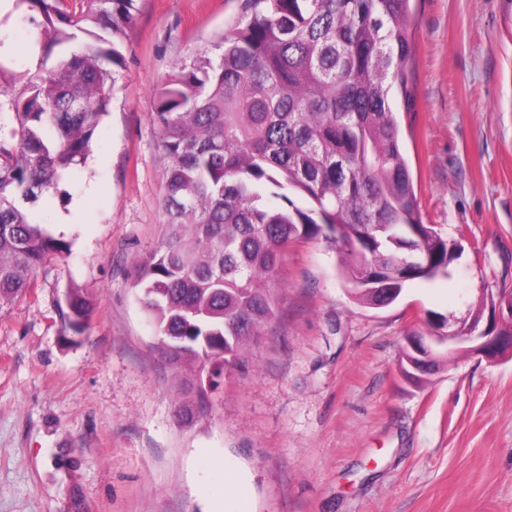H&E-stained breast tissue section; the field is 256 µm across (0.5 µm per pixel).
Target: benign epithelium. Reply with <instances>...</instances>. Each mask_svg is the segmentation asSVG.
Segmentation results:
<instances>
[{"label":"benign epithelium","instance_id":"obj_1","mask_svg":"<svg viewBox=\"0 0 512 512\" xmlns=\"http://www.w3.org/2000/svg\"><path fill=\"white\" fill-rule=\"evenodd\" d=\"M494 300V315L487 316L484 327H479L481 317L473 316L468 324H462L453 329H445V322L439 321L436 329L428 336L414 339V351L422 360L429 362L441 350L452 353L461 345L474 355L487 359L512 356V335L500 331L493 322H498L504 316L512 318V290L497 289L488 292Z\"/></svg>","mask_w":512,"mask_h":512}]
</instances>
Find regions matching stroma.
Wrapping results in <instances>:
<instances>
[{"label": "stroma", "instance_id": "1", "mask_svg": "<svg viewBox=\"0 0 512 512\" xmlns=\"http://www.w3.org/2000/svg\"><path fill=\"white\" fill-rule=\"evenodd\" d=\"M137 8L90 156L33 206L62 247L0 306V512H512V359L399 371L405 336L512 289V0L411 3L398 120L423 223L462 245L450 279L365 307L333 244L289 246L274 317L192 423L128 272L164 221L154 87L241 2ZM73 288L78 335L59 315ZM61 311L65 329L79 332L89 317L90 303L78 290L72 289L67 294L66 311Z\"/></svg>", "mask_w": 512, "mask_h": 512}]
</instances>
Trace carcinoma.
Listing matches in <instances>:
<instances>
[{"label": "carcinoma", "mask_w": 512, "mask_h": 512, "mask_svg": "<svg viewBox=\"0 0 512 512\" xmlns=\"http://www.w3.org/2000/svg\"><path fill=\"white\" fill-rule=\"evenodd\" d=\"M10 2L0 17V305L58 248L31 205L91 151L137 0ZM410 2L242 0L215 53L157 84L166 220L131 281L177 373L183 420L211 413L224 376L274 316L289 245L335 244L353 297L370 306L396 302L409 281L451 277L448 239L421 221L393 109L395 93L408 111L413 100ZM9 24L31 42L25 66L7 50ZM89 313L69 291L64 327L81 331ZM412 341L407 375L421 369Z\"/></svg>", "instance_id": "cac0c4a2"}]
</instances>
